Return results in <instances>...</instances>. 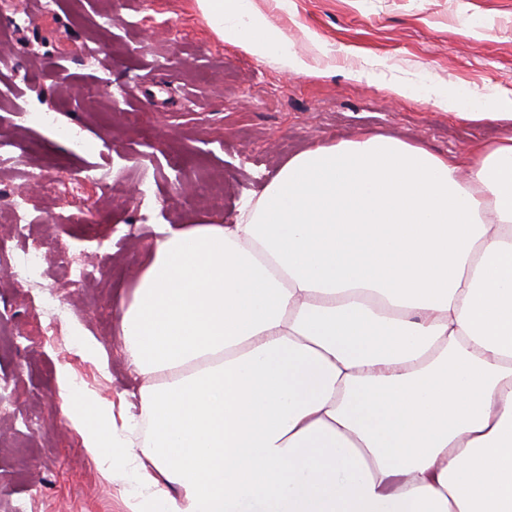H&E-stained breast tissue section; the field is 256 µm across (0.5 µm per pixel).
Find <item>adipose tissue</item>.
I'll list each match as a JSON object with an SVG mask.
<instances>
[{"label":"adipose tissue","mask_w":512,"mask_h":512,"mask_svg":"<svg viewBox=\"0 0 512 512\" xmlns=\"http://www.w3.org/2000/svg\"><path fill=\"white\" fill-rule=\"evenodd\" d=\"M224 43L307 73L253 0ZM463 120L512 122L412 83ZM120 304L139 412L57 373L131 512H512V134L468 161L392 137L290 159L233 224H161Z\"/></svg>","instance_id":"obj_1"}]
</instances>
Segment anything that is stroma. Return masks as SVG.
I'll return each instance as SVG.
<instances>
[{
  "mask_svg": "<svg viewBox=\"0 0 512 512\" xmlns=\"http://www.w3.org/2000/svg\"><path fill=\"white\" fill-rule=\"evenodd\" d=\"M20 27L0 11V136L23 149L0 165V237L11 234L7 194L34 191L54 166L121 178L42 214L91 211L84 224H37L46 249L39 287L0 277V512H130L133 484H112L69 426L59 368L101 397L137 392L122 351L119 303L130 299L158 224H231L289 159L314 145L384 135L439 156L511 133L512 123L464 121L400 98L411 81L483 97L512 92V0H254L314 66L293 75L220 42L193 0H21ZM95 50L87 63V50ZM362 71L353 80L349 71ZM54 112L69 134L21 129L23 107ZM87 149L74 152L72 138ZM96 265V282L63 295L70 310L53 338L35 335L39 288L62 279L54 247ZM95 336L106 368L84 360L76 329Z\"/></svg>",
  "mask_w": 512,
  "mask_h": 512,
  "instance_id": "obj_1",
  "label": "stroma"
}]
</instances>
